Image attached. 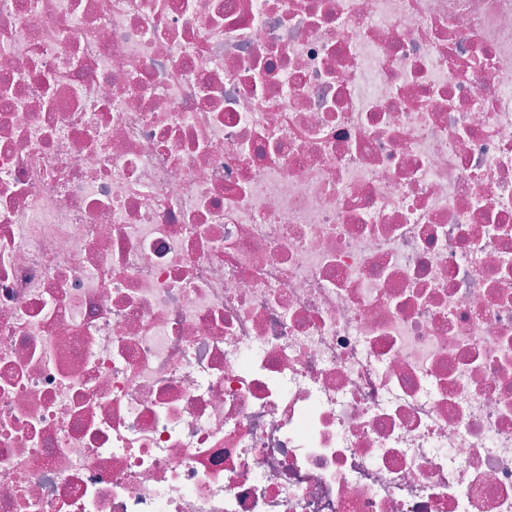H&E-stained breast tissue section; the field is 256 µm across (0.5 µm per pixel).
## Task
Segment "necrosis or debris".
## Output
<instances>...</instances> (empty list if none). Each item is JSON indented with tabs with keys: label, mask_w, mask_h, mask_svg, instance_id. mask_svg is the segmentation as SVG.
Masks as SVG:
<instances>
[{
	"label": "necrosis or debris",
	"mask_w": 512,
	"mask_h": 512,
	"mask_svg": "<svg viewBox=\"0 0 512 512\" xmlns=\"http://www.w3.org/2000/svg\"><path fill=\"white\" fill-rule=\"evenodd\" d=\"M0 512H512V0H0Z\"/></svg>",
	"instance_id": "obj_1"
}]
</instances>
